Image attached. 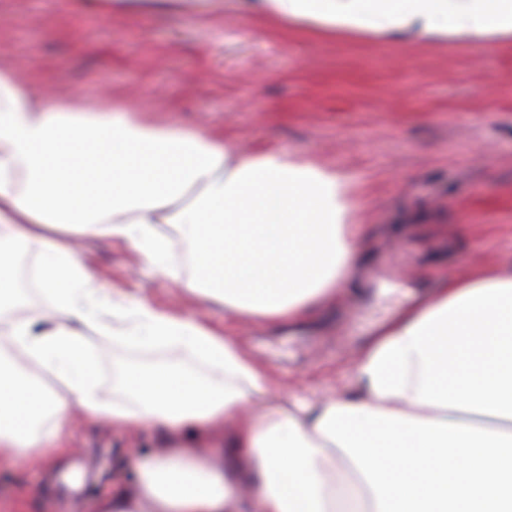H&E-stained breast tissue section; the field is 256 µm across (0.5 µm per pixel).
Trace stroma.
I'll return each instance as SVG.
<instances>
[{"mask_svg": "<svg viewBox=\"0 0 512 512\" xmlns=\"http://www.w3.org/2000/svg\"><path fill=\"white\" fill-rule=\"evenodd\" d=\"M92 0H0V63L59 94L113 100L148 121L250 149L305 154L360 193L365 257L312 322L236 325L105 236L79 256L99 284L212 324L270 372L268 402L358 393L353 365L380 324L429 302L442 279L489 264L512 272V38L399 47L316 37L250 16L245 0H171L163 11L99 15ZM97 382L169 350L94 339ZM71 451L46 466L0 459V512H97L130 487L137 453L163 452L148 428L119 431L71 413Z\"/></svg>", "mask_w": 512, "mask_h": 512, "instance_id": "35a3bbf8", "label": "stroma"}]
</instances>
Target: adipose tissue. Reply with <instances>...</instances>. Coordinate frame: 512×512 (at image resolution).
Masks as SVG:
<instances>
[{
    "label": "adipose tissue",
    "mask_w": 512,
    "mask_h": 512,
    "mask_svg": "<svg viewBox=\"0 0 512 512\" xmlns=\"http://www.w3.org/2000/svg\"><path fill=\"white\" fill-rule=\"evenodd\" d=\"M250 12L326 37L487 44L512 36V0H248ZM353 190L309 156L238 150L152 125L102 95L29 96L0 69V310L17 299L15 246L40 253L53 316L0 323V340L53 370L38 387L0 356V457L68 450L67 413L149 426L169 443L98 512H512V273L442 283L399 312L355 363L359 397L263 407L267 369L229 330L99 286L74 243L103 234L242 323L296 324L348 282L362 255ZM164 345L224 375L170 362L99 394L90 332ZM225 467L197 450L224 429Z\"/></svg>",
    "instance_id": "obj_1"
}]
</instances>
